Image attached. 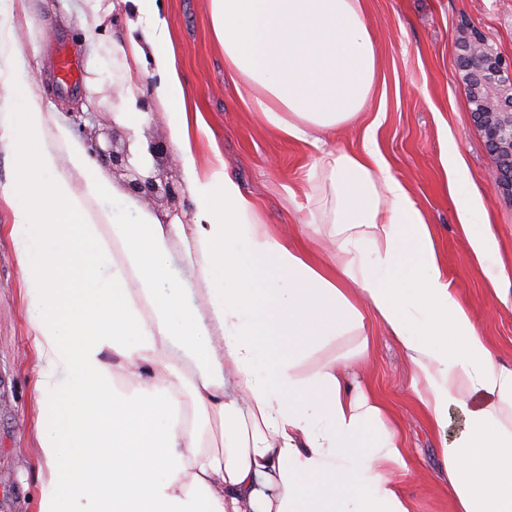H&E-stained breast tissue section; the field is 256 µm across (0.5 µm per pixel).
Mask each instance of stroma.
Returning a JSON list of instances; mask_svg holds the SVG:
<instances>
[{"mask_svg": "<svg viewBox=\"0 0 512 512\" xmlns=\"http://www.w3.org/2000/svg\"><path fill=\"white\" fill-rule=\"evenodd\" d=\"M81 0H36L29 36L30 52L21 77L45 89L48 111L68 123L96 128L88 112L87 87L97 83L101 64L90 52L78 20ZM378 55L372 97L356 122L326 135L328 147L361 151L366 126L391 172L407 187L432 224L462 302L499 352L512 360V308L497 302L491 286L467 252L453 199L448 193L445 160L454 157L458 175L472 187L474 201L488 213L498 255L512 276V196L492 193L491 157L483 132L474 123L473 106L459 67L462 28L473 27L502 55L512 57V0H364ZM176 64L200 113L191 145L200 171L225 165L227 173L255 198L265 223L300 234L308 242L319 235L303 226L298 205L310 187L305 175L316 149L282 137L249 109L247 86L224 63L209 18L208 0H161ZM79 66V81L61 82L58 49ZM104 118L120 112L128 99L147 100L132 123H121L132 142L170 141L163 104L150 93L151 82L97 84ZM12 215L0 204V512H38L40 485L34 450L37 404L35 351L20 285L18 254L10 238ZM372 354L360 380L390 406L400 423L407 469L393 472L412 512H451L438 481V437L416 406L412 370L397 342L375 317L366 320Z\"/></svg>", "mask_w": 512, "mask_h": 512, "instance_id": "35a3bbf8", "label": "stroma"}]
</instances>
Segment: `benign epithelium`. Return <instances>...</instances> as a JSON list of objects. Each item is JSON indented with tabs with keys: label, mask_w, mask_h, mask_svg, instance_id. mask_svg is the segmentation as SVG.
<instances>
[{
	"label": "benign epithelium",
	"mask_w": 512,
	"mask_h": 512,
	"mask_svg": "<svg viewBox=\"0 0 512 512\" xmlns=\"http://www.w3.org/2000/svg\"><path fill=\"white\" fill-rule=\"evenodd\" d=\"M460 65L466 94L475 105L474 122L490 148L493 189L512 190V57L503 56L473 29L464 32ZM101 135L102 142L96 135L86 142L88 152L112 166V173L126 176L131 196L152 203L174 202L180 197L181 184L171 175L176 162L167 147L149 143L152 166L146 169L132 163L134 156L117 127L104 128Z\"/></svg>",
	"instance_id": "benign-epithelium-1"
}]
</instances>
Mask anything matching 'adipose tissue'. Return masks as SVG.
<instances>
[{
	"label": "adipose tissue",
	"mask_w": 512,
	"mask_h": 512,
	"mask_svg": "<svg viewBox=\"0 0 512 512\" xmlns=\"http://www.w3.org/2000/svg\"><path fill=\"white\" fill-rule=\"evenodd\" d=\"M128 35H101L115 0H82L101 63L153 79L193 202L190 225L151 212L126 221L119 191L82 140L46 111L43 88L0 69V199L33 332L42 495L38 512H411L390 473L403 447L382 401L349 372L366 362L367 314L396 338L412 391L442 438L440 481L454 512H512V363L499 359L453 287L432 225L382 153L326 148L371 96L377 52L363 0H210L224 62L256 112L320 155L305 225L319 254L264 223L225 169L199 171L191 115L158 0H130ZM471 256L501 303L504 266L468 183L448 175ZM203 307L157 295L173 239ZM339 336L356 343L303 373ZM137 375L114 383L111 356ZM189 396L192 418L179 408ZM463 430L447 441L448 411ZM218 418L224 445L197 421Z\"/></svg>",
	"instance_id": "1"
}]
</instances>
